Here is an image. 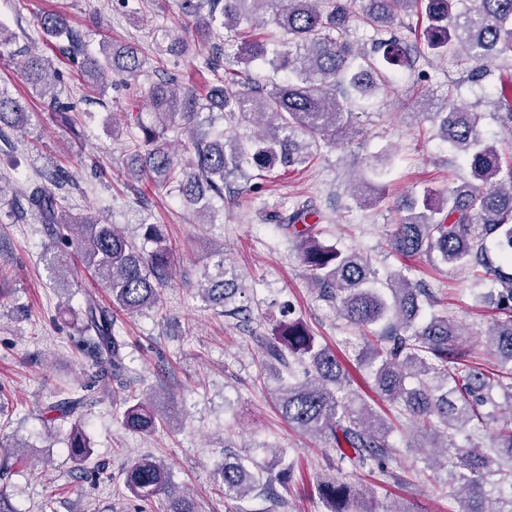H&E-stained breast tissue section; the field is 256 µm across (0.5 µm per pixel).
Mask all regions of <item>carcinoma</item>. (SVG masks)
<instances>
[{"mask_svg":"<svg viewBox=\"0 0 512 512\" xmlns=\"http://www.w3.org/2000/svg\"><path fill=\"white\" fill-rule=\"evenodd\" d=\"M463 8H457V5ZM181 29L208 39L226 29L241 39L239 53L225 61L224 81L211 87L203 108L224 113L229 119L250 125L266 124L264 134L249 145L236 137L219 134L194 143V157L184 167L170 153L166 134L195 127L199 104L193 87L167 70V61L156 58V80L146 95L154 121L138 123L128 150L140 161L128 171L140 181L166 188L177 186L185 200L197 206L200 216L213 218L210 202L224 198L228 178L264 180L272 172H288L307 164L315 138L332 145L354 126L358 114L348 103L367 100L387 85L375 57L356 50L346 39L355 16L370 27L374 52L394 71L412 68L418 50L406 42L384 39L403 18L415 13L427 21L423 31L428 53H453L476 65L471 78L490 72L496 60L512 57V0H179ZM280 31L283 39L254 34L257 19ZM40 28L54 55L79 68L84 88L99 90L106 75L136 80L145 59L130 44L109 41L92 53L81 34L57 13L40 18ZM169 40L166 51L179 57L189 51L187 38L163 29ZM24 57L28 84L57 117L66 121L72 106L61 100L55 88L64 80L50 61L17 47ZM259 61L272 74H284L265 88L256 87L246 75ZM502 110L501 119L512 132V83L492 92ZM482 113L448 91L441 111L426 114L437 127V136L458 153L470 169V178L448 188L446 194L430 190L404 205L405 215L388 234L387 245L403 259L437 254L440 260L470 273L473 283L490 278L498 288L478 299L491 306L498 318L491 322L486 345L497 359L492 372L476 367L454 350L459 333L448 314L422 315L430 295L400 272L390 274L386 288L376 287L375 271L355 251L326 246L317 239L314 214L308 204L297 209L280 228L299 242L300 254L311 285L351 324L367 330L386 323L367 359L356 355L358 366L368 365L380 398L392 405V416L378 413L365 399L344 393L350 383L348 369L336 354L320 345L305 323L289 320L272 336H255L265 367L278 384L272 391L288 425L304 436L324 439L336 451L339 462L354 467H385L400 450L390 441L396 427L407 425L422 437L438 441L439 462L413 458L435 471H445L459 485L464 512H512V152L502 153L487 141L480 128ZM28 122L20 101L0 88V131L19 129ZM389 159H379L361 175L352 196L367 204L387 172ZM52 186L34 185L26 196L27 211L42 224L48 250L80 254L99 281L112 292V308L86 300L79 342L100 368L103 384L117 382L122 397L124 427L149 434L169 419L160 415L150 399L129 393V368L121 353L116 315L140 313L159 306L165 275L173 263V247L157 224L146 228L149 250L139 249L116 225L93 216L75 220L62 217L64 197ZM496 248L491 257L488 243ZM203 295L227 304L236 297L235 280L220 273L207 279ZM507 393L508 412L494 415L483 410L497 406L493 393ZM61 399L47 407L56 413L51 421L70 423L67 436L74 458L90 457V442L82 426L81 412L93 402V393ZM496 423L494 446L484 450L477 443L456 446V435L485 420ZM274 474L251 458L224 457L217 472V490L244 500L256 493L274 498V483L293 473L286 456ZM125 489L141 501L164 496L165 512H196L193 499L169 479L158 460L142 458L125 472ZM325 512H361L354 487L335 475L316 485Z\"/></svg>","mask_w":512,"mask_h":512,"instance_id":"obj_1","label":"carcinoma"}]
</instances>
